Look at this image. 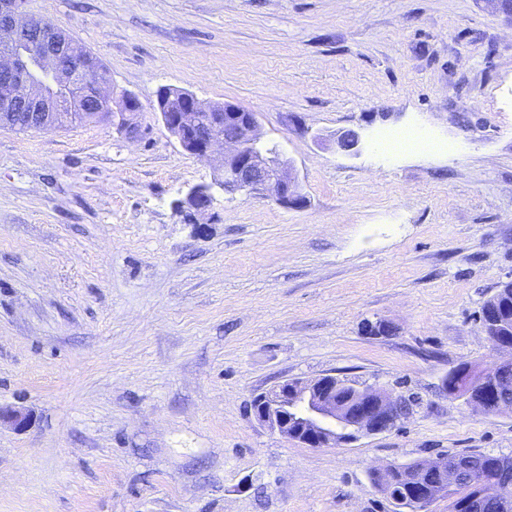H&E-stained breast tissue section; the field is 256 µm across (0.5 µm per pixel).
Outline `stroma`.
Segmentation results:
<instances>
[{
  "label": "stroma",
  "instance_id": "obj_1",
  "mask_svg": "<svg viewBox=\"0 0 512 512\" xmlns=\"http://www.w3.org/2000/svg\"><path fill=\"white\" fill-rule=\"evenodd\" d=\"M134 92L142 130L0 128V512H393L380 465L512 456V414L449 397L502 358L478 320L512 281V19L490 0H26ZM256 112L305 204L181 191L222 178L160 87ZM416 127L433 152L391 155ZM362 134L341 152L338 131ZM382 321L383 335L368 331ZM327 374L416 394L329 448L253 397ZM213 184L201 183L189 187L183 198L177 203L180 207H187L192 210L193 220L196 215L204 214L214 204L215 196ZM196 224V221L194 220Z\"/></svg>",
  "mask_w": 512,
  "mask_h": 512
}]
</instances>
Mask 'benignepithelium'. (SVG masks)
I'll use <instances>...</instances> for the list:
<instances>
[{"mask_svg": "<svg viewBox=\"0 0 512 512\" xmlns=\"http://www.w3.org/2000/svg\"><path fill=\"white\" fill-rule=\"evenodd\" d=\"M76 39L61 35L57 29L40 23L33 27L24 11L23 0H0V121L18 113H26L39 122L40 129L61 127L74 121L75 113L85 111V100L92 97L97 107L96 118L106 116L115 129L130 137L141 135L134 116L141 108L131 92L119 101L104 93L101 85L108 82L103 75L84 68L76 61L73 48ZM180 97L186 111L172 112L166 97ZM163 125L181 148L209 161L218 145L224 146L223 172L218 186L226 194L243 193L270 199L284 208H299L304 203L300 184L289 161L279 146L261 141L256 113L241 106L224 104L223 119L213 120L211 108L188 91L175 94L166 89L157 94L154 104ZM338 148L356 152L361 136L345 130L336 137ZM213 185L189 187L179 206L203 214L214 204ZM512 371V357L503 359L491 371L470 372L466 379L456 377L449 390L454 397L480 411L495 407L487 392L497 389L498 380ZM338 377L325 375L317 379H285L254 396V417L271 431L309 448L336 447V430L350 434L342 443L387 432L396 426L394 413L396 394L373 386H355L345 400L336 396ZM459 461L442 456L424 462L414 478L410 494L411 512H427L437 500L448 494L452 482L449 471ZM478 492L459 497L458 512H478L481 499L496 497L499 490L493 481L473 478Z\"/></svg>", "mask_w": 512, "mask_h": 512, "instance_id": "1", "label": "benign epithelium"}]
</instances>
